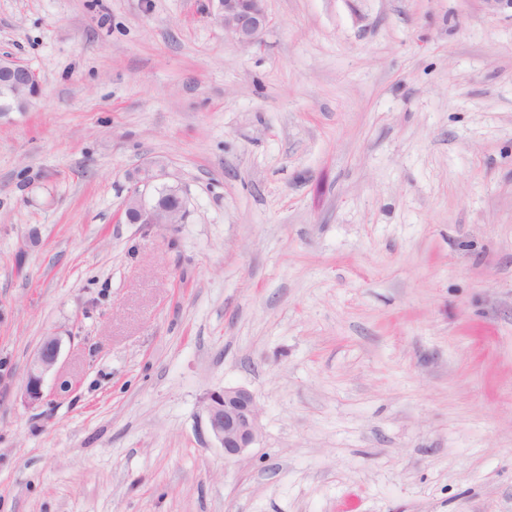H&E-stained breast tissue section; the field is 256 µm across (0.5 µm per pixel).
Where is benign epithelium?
<instances>
[{
    "label": "benign epithelium",
    "mask_w": 512,
    "mask_h": 512,
    "mask_svg": "<svg viewBox=\"0 0 512 512\" xmlns=\"http://www.w3.org/2000/svg\"><path fill=\"white\" fill-rule=\"evenodd\" d=\"M217 19L224 32L239 45H255L268 25L265 0H218ZM0 81L8 84L18 102L19 111L28 110L31 101L41 95L36 73L9 57H0ZM167 177L165 168L150 165L140 171L130 192L123 216L128 224H181L186 211L167 213L145 200L146 188ZM61 341L56 336L43 340L31 358L23 396L30 405L44 398L46 376L58 362ZM208 431L224 450V460L233 461L257 441L261 433L260 410L254 395L242 387H225L208 397L206 407Z\"/></svg>",
    "instance_id": "7a95c632"
}]
</instances>
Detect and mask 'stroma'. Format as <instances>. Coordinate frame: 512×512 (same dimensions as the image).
Masks as SVG:
<instances>
[{"label":"stroma","mask_w":512,"mask_h":512,"mask_svg":"<svg viewBox=\"0 0 512 512\" xmlns=\"http://www.w3.org/2000/svg\"><path fill=\"white\" fill-rule=\"evenodd\" d=\"M265 6L0 0V512H512V9ZM154 162L184 223L120 222ZM217 19L239 45H255L268 25L265 0H218ZM0 77L13 90L21 112L28 110L31 100H36L41 95L36 73L12 57H0ZM60 352V339L49 336L43 340L31 358L23 389V396L28 404L36 405L43 400L45 378L57 364ZM208 431L233 461L257 441L261 433L260 410L254 395L242 387H224L208 397Z\"/></svg>","instance_id":"1"}]
</instances>
